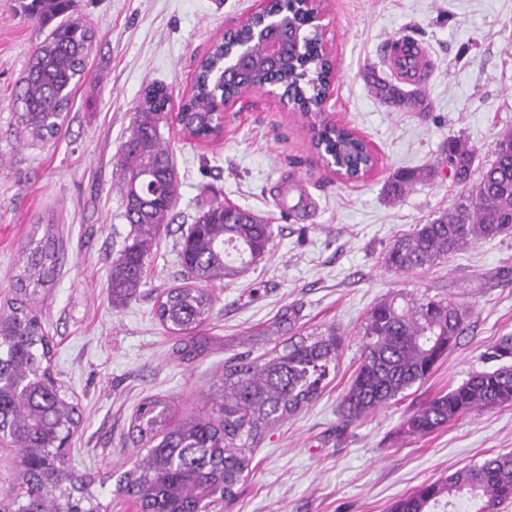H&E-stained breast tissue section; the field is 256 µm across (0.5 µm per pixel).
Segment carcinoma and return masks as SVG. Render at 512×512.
Masks as SVG:
<instances>
[{"label": "carcinoma", "mask_w": 512, "mask_h": 512, "mask_svg": "<svg viewBox=\"0 0 512 512\" xmlns=\"http://www.w3.org/2000/svg\"><path fill=\"white\" fill-rule=\"evenodd\" d=\"M74 0H19L20 11L49 29L33 52L16 100L18 137L53 139L64 122L77 81L86 76V58L94 39L91 28L66 20ZM288 25L302 29L304 53L275 71L263 67V50L252 44L253 66L237 80L224 78V59L236 44L251 38L262 22L252 16L234 31L214 40L202 58L193 93L177 113V122L207 140L218 135L221 116L215 103L235 101L251 89L276 81L292 92L298 111L318 104L329 79L330 64L313 52L319 34L303 28L300 5L288 6ZM372 93L397 109L428 112L420 93L369 75ZM171 95L153 84L135 112L118 160L124 217L134 235L112 261L108 289L112 304L124 306L146 285L145 266L153 243L171 223L179 183L168 145L159 133L167 119ZM316 152L339 150L347 170L366 167L371 154L365 142L343 128L322 129L311 136ZM476 152L451 136L442 158L421 170H403L385 184L389 199L398 200L415 185L431 182L448 170L461 186L455 203L426 224L394 241L384 256L386 269L397 273L427 270L448 262L481 240L512 235V131L504 132L495 159L473 177ZM273 248L271 225L253 212L213 203L198 210L182 233L179 258L183 283L166 289L155 316L168 331L196 339L211 317L215 300L210 286L230 285ZM59 261L53 226L30 238L23 273L16 276V297L0 314V437L21 455V491L3 512H101L90 491L94 480L66 468L56 452L76 427L78 407L51 370V345L33 297L54 281ZM298 311L283 314L293 336L257 360L224 362L208 411L175 422L170 405L148 397L130 425L133 443L145 454L116 483L115 492L136 500L140 512H207L230 500L250 466L247 452L260 433L288 419L316 399L329 384L343 345L335 328L295 329ZM468 310L451 295L397 294L379 301L364 319L359 365L343 396L346 418L359 419L387 406L415 384H421L448 355L463 332ZM486 360L493 366L471 373L461 385L440 393L408 415L400 438H422L466 415L512 406V336L500 337ZM463 502L466 512H501L512 503V452L494 454L443 480L423 485L402 497L390 512H438Z\"/></svg>", "instance_id": "obj_1"}]
</instances>
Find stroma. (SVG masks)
Segmentation results:
<instances>
[{
	"label": "stroma",
	"instance_id": "1",
	"mask_svg": "<svg viewBox=\"0 0 512 512\" xmlns=\"http://www.w3.org/2000/svg\"><path fill=\"white\" fill-rule=\"evenodd\" d=\"M95 32L88 77L79 83L56 138L16 136V86L45 36L0 0V306L14 295L21 249L40 224H53L59 272L35 302L53 347V373L78 405L67 464L93 477L101 512H138L116 495L117 478L140 453L129 434L145 398L168 401L174 418L205 410L230 357L267 354L289 337L281 316L298 311L306 329L336 327L345 346L319 398L267 429L250 451L234 498L213 512H390L392 504L494 453L512 452V407L464 416L421 439L395 433L418 405L485 369L484 353L512 334V235L482 240L447 264L408 274L382 259L394 239L452 206L451 177L416 185L399 200L384 184L401 169L435 164L450 136L493 160L512 130V0H325L336 47L331 116L345 121L378 158L356 183H342L313 151L308 121L251 90L224 114L208 141L161 126L180 197L149 263L139 296L113 307L109 272L128 241L117 161L150 83L166 85L171 106L193 93L213 41L247 16L255 0H76ZM423 45L434 70L424 91L430 113L396 111L377 99L366 75L393 74L388 38ZM224 202L272 224L271 254L231 285L214 286L215 306L199 349L154 316L163 289L179 285L181 234L199 208ZM397 293H448L470 311L456 346L424 383L387 407L348 421L341 401L361 353L357 330L368 311Z\"/></svg>",
	"mask_w": 512,
	"mask_h": 512
}]
</instances>
